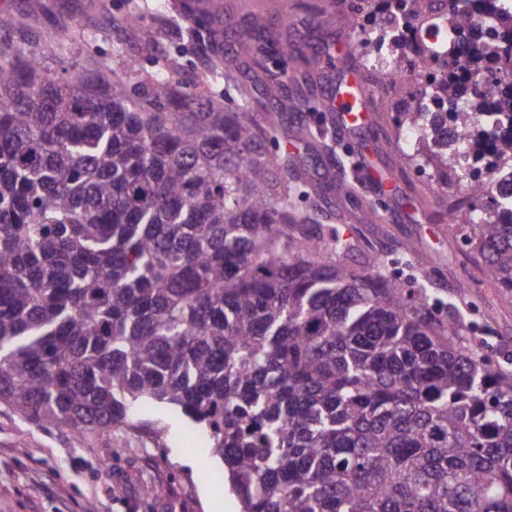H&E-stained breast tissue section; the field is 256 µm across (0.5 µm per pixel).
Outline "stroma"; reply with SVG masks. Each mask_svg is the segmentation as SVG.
<instances>
[{"label": "stroma", "instance_id": "stroma-1", "mask_svg": "<svg viewBox=\"0 0 512 512\" xmlns=\"http://www.w3.org/2000/svg\"><path fill=\"white\" fill-rule=\"evenodd\" d=\"M159 0H0V14L14 28L0 35V46L14 45L17 30L44 49L47 68L60 72L95 58L112 57L127 45L115 17L138 10L155 19ZM224 40L246 29L250 16L272 20L280 38L299 44L307 58L358 39L345 4L331 0H221ZM334 14L326 25V14ZM150 53L140 64L156 70L174 60L180 79L195 86L200 72L209 71L210 53L173 29L154 27ZM365 80L373 91L369 157L356 151V136L330 139L329 149L313 141L294 144L292 151L309 170L313 183L326 187L323 204L335 211L337 229L354 241L350 264L365 272L374 257L393 258L400 283L415 287L426 276L431 300L452 306L463 320L462 336L497 363L512 359V292L490 280L480 258L465 245L460 232L438 223L443 210H467L464 192L441 189L436 181L401 164L389 113L394 96L373 75ZM373 164L395 179L398 194L377 199L362 186L364 164ZM344 167L349 194L328 190L331 165ZM377 210L379 221L366 219ZM412 251H404V244ZM149 485L164 487L160 498L144 493ZM240 505L224 484L220 460L207 436L180 411L165 404L141 408L129 428L76 435L65 429L43 428L0 405V512H239Z\"/></svg>", "mask_w": 512, "mask_h": 512}]
</instances>
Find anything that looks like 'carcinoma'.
Masks as SVG:
<instances>
[{"mask_svg":"<svg viewBox=\"0 0 512 512\" xmlns=\"http://www.w3.org/2000/svg\"><path fill=\"white\" fill-rule=\"evenodd\" d=\"M366 38L404 68L400 32L431 0H349ZM193 41L214 35L193 0L162 5ZM253 17L235 53L263 56L260 80L280 112L221 57L214 79L234 106L184 88L168 62L149 72L128 52L73 79L44 69L19 32L0 48V405L74 433L134 427L131 411L164 403L209 436L241 512H512V370L437 317L424 288L361 274L353 244L326 231L318 192L275 148L288 42L261 43ZM512 76V41L492 33L461 65L415 85L427 104L468 112H394L398 141L422 128L403 162L473 201L457 225L488 277L512 291V123L497 74ZM458 122L472 150L448 153Z\"/></svg>","mask_w":512,"mask_h":512,"instance_id":"cac0c4a2","label":"carcinoma"}]
</instances>
